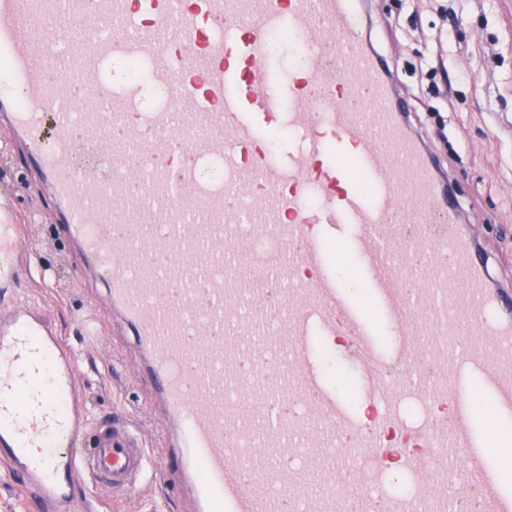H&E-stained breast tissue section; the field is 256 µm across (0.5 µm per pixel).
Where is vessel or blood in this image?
Here are the masks:
<instances>
[{
  "label": "vessel or blood",
  "mask_w": 512,
  "mask_h": 512,
  "mask_svg": "<svg viewBox=\"0 0 512 512\" xmlns=\"http://www.w3.org/2000/svg\"><path fill=\"white\" fill-rule=\"evenodd\" d=\"M364 24L362 0H0V120L135 339L189 512H512V471L489 454L512 446V289L459 231ZM282 31L304 48L298 68L272 59ZM118 59L143 61L171 108L138 111V93L113 88ZM282 130L280 150L248 154ZM80 146L101 162L76 175ZM211 160L223 179L200 176ZM258 236L279 250L253 249ZM346 256L363 298L336 275ZM338 335L372 421L318 362ZM233 341L244 357L225 356ZM77 375L41 312L0 317V464L38 512H90L87 485L144 487L136 425L89 424ZM416 395L426 420L408 429ZM390 458L412 497L379 493Z\"/></svg>",
  "instance_id": "vessel-or-blood-1"
}]
</instances>
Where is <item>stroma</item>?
I'll return each instance as SVG.
<instances>
[{"mask_svg": "<svg viewBox=\"0 0 512 512\" xmlns=\"http://www.w3.org/2000/svg\"><path fill=\"white\" fill-rule=\"evenodd\" d=\"M370 38L387 61L414 130L441 164L462 222L512 285V0H365ZM47 183L19 140L0 131V315L40 307L79 363L89 419L122 417L159 459L166 425L151 409L140 354L113 323L103 285L72 267ZM338 393L353 397L347 340L321 353ZM152 495L119 497L114 512H186L185 489L152 479Z\"/></svg>", "mask_w": 512, "mask_h": 512, "instance_id": "1", "label": "stroma"}]
</instances>
